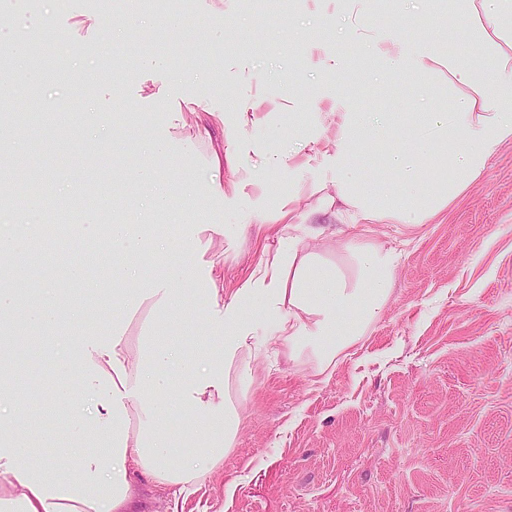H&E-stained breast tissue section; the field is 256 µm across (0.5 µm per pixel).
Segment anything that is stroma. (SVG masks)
I'll return each instance as SVG.
<instances>
[{"label":"stroma","mask_w":512,"mask_h":512,"mask_svg":"<svg viewBox=\"0 0 512 512\" xmlns=\"http://www.w3.org/2000/svg\"><path fill=\"white\" fill-rule=\"evenodd\" d=\"M46 11L82 57L73 83L42 84L44 110L104 113L114 145L100 150L91 127L73 126L61 174L52 131L35 133L21 114L15 157L44 177L33 188L16 173L14 206L0 224L17 216L42 223L57 203L87 196L76 232L46 249L85 262L99 204L124 190L114 219L155 225L174 247L141 277L182 275L195 291L188 314L204 327L203 266H223L225 291L241 287L277 252L283 200L326 228L302 246L350 272L335 181L323 168H298L288 151L335 136L324 118L330 98L354 91L369 111L410 112L421 91L402 81L382 93L355 90L349 75H324L326 57L350 50L348 35L328 23L335 0H30V16ZM166 17L177 26H160ZM116 56V78L95 79L104 58ZM191 68L196 78L180 80ZM123 103L133 105L130 117L119 115ZM202 126L208 136H199ZM230 137L253 151L225 161L216 196L211 160ZM154 142L160 151L144 153ZM275 153L282 161L269 165ZM141 158L170 184L167 209L150 208L147 186L125 184V166ZM186 178L191 204L179 195ZM371 237L401 257L387 305L350 356L315 374L289 362L274 322L253 314L265 355L252 366L235 448L190 494L142 486L136 512H512V142L430 223L401 233L379 223ZM17 358L27 397L52 394L46 354L22 348Z\"/></svg>","instance_id":"1"}]
</instances>
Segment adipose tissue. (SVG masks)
<instances>
[{
    "mask_svg": "<svg viewBox=\"0 0 512 512\" xmlns=\"http://www.w3.org/2000/svg\"><path fill=\"white\" fill-rule=\"evenodd\" d=\"M412 0H337L348 18L354 52L332 66L351 71L358 82L388 85L403 79L425 89L440 86L454 97L453 109L426 106L420 112H363L346 102L335 105L336 136L318 149L336 179L341 213L355 224L386 219L415 226L448 208L484 172L489 159L512 141V0H427V18L443 25V36L406 45L382 36L376 18L405 15ZM466 21L465 40L453 38L457 21ZM53 27L44 12L26 31L13 35L14 23L0 18V49L16 59ZM377 154L384 181L367 186L353 158L361 142ZM115 260L107 283L91 280L82 266L69 277L83 291L68 296L41 290L21 300V286L0 289V315L9 318L13 336L0 343V512H131L140 483L182 492L222 467L239 433L241 411L252 384L250 367L264 351L241 320L244 308L274 319L276 340L289 360L311 364L322 374L336 367L378 319L391 293L399 254L380 242L350 236L345 249L355 264L345 276L319 255L305 251L295 235L281 238L273 259L257 269L232 295L224 293V271L209 264L207 302L221 319V336H209L190 351L164 334L173 311L185 302L183 289L170 280H137L135 271L160 242L141 224L110 227ZM155 301L158 331L130 349L123 332L104 336L88 307L122 321L129 293ZM69 321L80 342L56 364L62 383L57 403L67 417L54 432L22 433L24 399L15 393L18 370L14 348L33 327ZM183 372L180 384L167 377L170 365ZM84 379L74 394L71 374ZM177 394L191 415L179 427L169 420V394ZM96 397L97 410L85 436L91 453L79 456L77 469L33 466L32 445L56 446L79 413L81 395Z\"/></svg>",
    "mask_w": 512,
    "mask_h": 512,
    "instance_id": "ef3b65f1",
    "label": "adipose tissue"
}]
</instances>
